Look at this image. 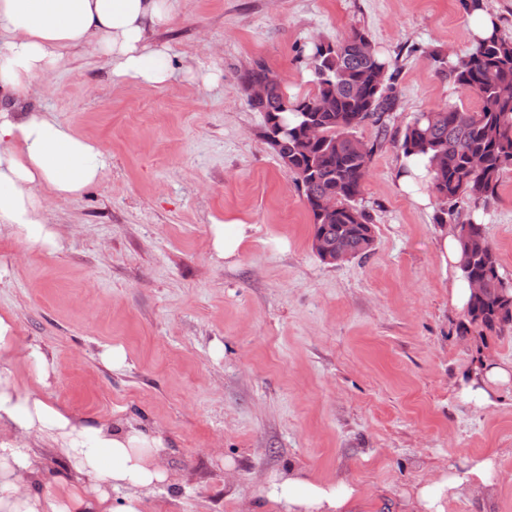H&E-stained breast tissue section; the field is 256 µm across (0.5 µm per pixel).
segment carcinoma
Masks as SVG:
<instances>
[{
    "instance_id": "1",
    "label": "carcinoma",
    "mask_w": 512,
    "mask_h": 512,
    "mask_svg": "<svg viewBox=\"0 0 512 512\" xmlns=\"http://www.w3.org/2000/svg\"><path fill=\"white\" fill-rule=\"evenodd\" d=\"M305 58L316 77L309 96H284L279 76L262 61L241 73L242 87L269 86L267 97L250 107L264 113L263 138L303 191L313 238L348 261L365 259L373 251L374 228L359 197L374 147L358 155L352 138L366 124L387 135L398 70L358 29L328 46L312 42ZM430 58L448 84L477 96L480 107L451 104L418 113L400 148L429 161L430 185L440 201L435 223L450 225L461 247L462 277L481 285V293L469 298L461 334L473 332L483 340L512 328V280L501 273L485 225L472 217L496 199L504 172L512 168V38L498 32L462 55ZM310 121L322 128L323 140L300 139ZM326 201L332 210L324 213ZM464 210L471 217L462 218Z\"/></svg>"
}]
</instances>
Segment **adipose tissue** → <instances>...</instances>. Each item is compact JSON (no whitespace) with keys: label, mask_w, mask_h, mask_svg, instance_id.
<instances>
[{"label":"adipose tissue","mask_w":512,"mask_h":512,"mask_svg":"<svg viewBox=\"0 0 512 512\" xmlns=\"http://www.w3.org/2000/svg\"><path fill=\"white\" fill-rule=\"evenodd\" d=\"M175 17L172 0H0V238L54 250L58 233L40 187L76 198L102 177V145L79 136L49 112H31L27 93L54 75L71 52L92 48L113 80L160 86L173 77L165 46L152 34ZM238 221L211 226L215 260L232 262L251 236ZM512 385V364L482 362L464 392L482 404ZM45 442L69 461L75 480L94 484L67 499L46 494L56 481L34 445ZM162 433L135 421L88 423L44 396L22 390L10 365L0 364V512H145V497L167 482L159 464ZM493 458L475 456L462 469L413 485L407 512H447L464 494L486 496ZM271 512H359L361 493L348 479L324 481L291 464L268 479Z\"/></svg>","instance_id":"adipose-tissue-1"}]
</instances>
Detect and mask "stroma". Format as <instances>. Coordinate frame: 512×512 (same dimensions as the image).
I'll use <instances>...</instances> for the list:
<instances>
[{
	"instance_id": "35a3bbf8",
	"label": "stroma",
	"mask_w": 512,
	"mask_h": 512,
	"mask_svg": "<svg viewBox=\"0 0 512 512\" xmlns=\"http://www.w3.org/2000/svg\"><path fill=\"white\" fill-rule=\"evenodd\" d=\"M354 29L396 65L397 102L387 136L357 131L375 147L362 192L374 251L327 264L239 75L261 60L285 95L312 94L301 49ZM153 40L170 49L167 85L117 83L89 48L27 97L108 154L81 197L51 200L57 249L0 239V314L17 348L51 362L43 396L93 423L162 432L178 493H150L145 512H250L291 462L353 480L361 512H403L414 484L485 455L498 470L491 498L465 495L448 512H512V386L488 407L460 393L478 358L512 362V331L460 335L436 210L397 177L417 113L479 107L431 60L470 49L461 0H177ZM232 219L253 234L235 262H214L211 226ZM483 222L512 278V169ZM110 346L124 348L121 368L104 360Z\"/></svg>"
}]
</instances>
